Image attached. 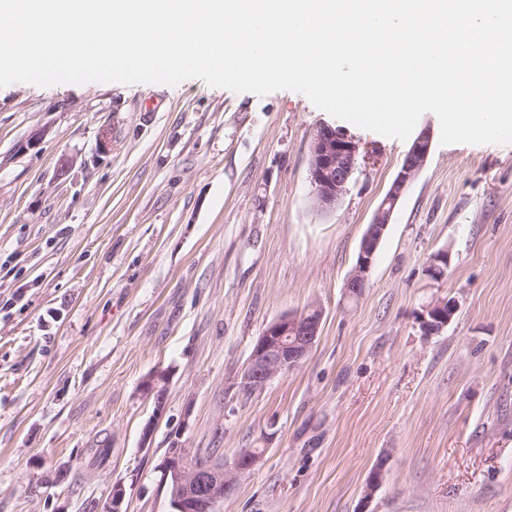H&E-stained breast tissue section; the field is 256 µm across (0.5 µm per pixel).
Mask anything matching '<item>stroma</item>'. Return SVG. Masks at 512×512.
<instances>
[{
	"instance_id": "1",
	"label": "stroma",
	"mask_w": 512,
	"mask_h": 512,
	"mask_svg": "<svg viewBox=\"0 0 512 512\" xmlns=\"http://www.w3.org/2000/svg\"><path fill=\"white\" fill-rule=\"evenodd\" d=\"M326 124L370 152L330 213L308 174ZM409 146L288 90L0 88V512H103L116 484L125 512H171L175 442L260 452L218 512H512V145L435 139L347 293ZM312 306L300 367L241 394L267 325ZM457 311L456 304L451 299L438 298L427 308L426 315L421 320V329L427 336L440 332L451 321ZM167 380L166 371L157 370L148 375L141 384V391L152 399V420H158L165 412L167 404Z\"/></svg>"
}]
</instances>
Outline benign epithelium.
<instances>
[{
	"mask_svg": "<svg viewBox=\"0 0 512 512\" xmlns=\"http://www.w3.org/2000/svg\"><path fill=\"white\" fill-rule=\"evenodd\" d=\"M431 132L424 127L412 141L403 163L391 183L372 221L361 239L357 262L347 288L351 295H361L376 252L387 230L393 212L416 175L424 166L431 150ZM361 144L341 129L324 125L312 135L309 144V180L316 206L326 212L336 208L347 193L359 158L366 157ZM450 254L441 249L429 261L426 272L436 281L444 278ZM457 311L454 301L434 300L421 320L427 336L440 332ZM322 311L314 307L299 314H286L271 322L255 344L248 363L239 377L238 386L255 391L269 381L297 369L307 357L318 336ZM167 373L157 370L141 384L142 393L152 399L153 415L142 430V443L152 438L155 422L162 417L167 404ZM260 455L246 452L223 467L190 461L186 448L175 442L161 463L173 512H217L220 503L235 493L240 477L250 471Z\"/></svg>",
	"mask_w": 512,
	"mask_h": 512,
	"instance_id": "7a95c632",
	"label": "benign epithelium"
}]
</instances>
